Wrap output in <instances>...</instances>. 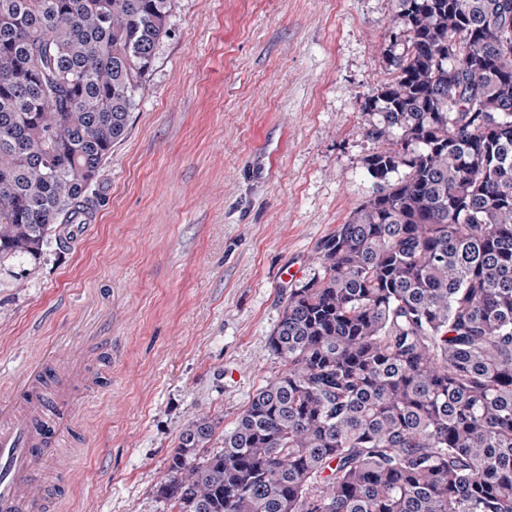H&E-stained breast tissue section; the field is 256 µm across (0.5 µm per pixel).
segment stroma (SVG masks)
I'll use <instances>...</instances> for the list:
<instances>
[{"label": "stroma", "mask_w": 512, "mask_h": 512, "mask_svg": "<svg viewBox=\"0 0 512 512\" xmlns=\"http://www.w3.org/2000/svg\"><path fill=\"white\" fill-rule=\"evenodd\" d=\"M394 0H174L91 224L33 274H0V396L62 344L100 384L43 466L56 512H167L181 428H230L281 369L267 339L317 242L369 198L356 94L386 76Z\"/></svg>", "instance_id": "obj_1"}]
</instances>
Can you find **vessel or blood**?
I'll return each instance as SVG.
<instances>
[{
    "mask_svg": "<svg viewBox=\"0 0 512 512\" xmlns=\"http://www.w3.org/2000/svg\"><path fill=\"white\" fill-rule=\"evenodd\" d=\"M43 369H28L10 399L0 402V512H46L34 488L44 461L55 455L72 417L70 390L56 385L45 395Z\"/></svg>",
    "mask_w": 512,
    "mask_h": 512,
    "instance_id": "1",
    "label": "vessel or blood"
}]
</instances>
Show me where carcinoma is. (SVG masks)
Returning <instances> with one entry per match:
<instances>
[{"mask_svg": "<svg viewBox=\"0 0 512 512\" xmlns=\"http://www.w3.org/2000/svg\"><path fill=\"white\" fill-rule=\"evenodd\" d=\"M372 195L316 245L228 430H180L169 512H512V0H396ZM172 0H0V271L86 220Z\"/></svg>", "mask_w": 512, "mask_h": 512, "instance_id": "carcinoma-1", "label": "carcinoma"}]
</instances>
